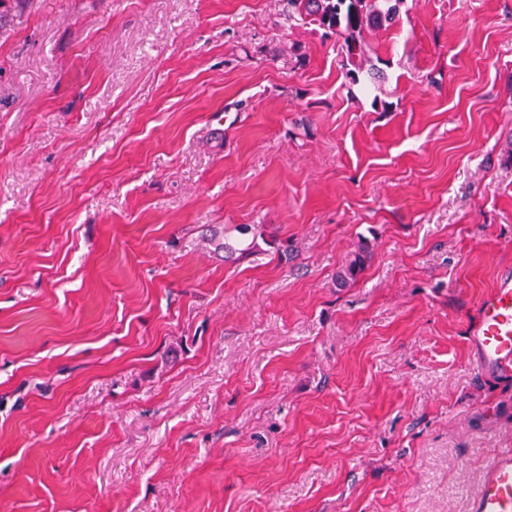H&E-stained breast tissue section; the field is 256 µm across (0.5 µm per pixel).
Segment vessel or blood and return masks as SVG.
I'll return each instance as SVG.
<instances>
[{
    "label": "vessel or blood",
    "instance_id": "obj_1",
    "mask_svg": "<svg viewBox=\"0 0 512 512\" xmlns=\"http://www.w3.org/2000/svg\"><path fill=\"white\" fill-rule=\"evenodd\" d=\"M479 323L470 338L478 370L485 375L512 372V270L502 269L479 302ZM470 512H512V448L490 455Z\"/></svg>",
    "mask_w": 512,
    "mask_h": 512
}]
</instances>
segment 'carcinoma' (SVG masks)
Masks as SVG:
<instances>
[{
  "label": "carcinoma",
  "mask_w": 512,
  "mask_h": 512,
  "mask_svg": "<svg viewBox=\"0 0 512 512\" xmlns=\"http://www.w3.org/2000/svg\"><path fill=\"white\" fill-rule=\"evenodd\" d=\"M401 3L402 0H285L288 18L310 17L325 33L342 39L341 54L354 84L360 82L362 74L372 81L380 77L373 67L367 66L369 58L365 33L390 24ZM209 243L230 257L237 255L245 258L252 250V245L228 237H214ZM366 261L367 251L361 248L339 269L336 281L344 286L356 282Z\"/></svg>",
  "instance_id": "cac0c4a2"
}]
</instances>
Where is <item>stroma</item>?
<instances>
[{
	"instance_id": "35a3bbf8",
	"label": "stroma",
	"mask_w": 512,
	"mask_h": 512,
	"mask_svg": "<svg viewBox=\"0 0 512 512\" xmlns=\"http://www.w3.org/2000/svg\"><path fill=\"white\" fill-rule=\"evenodd\" d=\"M366 41L351 94L282 0H0V512H469L512 448L469 345L512 265V0ZM367 258V251L360 247L339 269L336 274V281L344 286L355 283L365 268Z\"/></svg>"
}]
</instances>
